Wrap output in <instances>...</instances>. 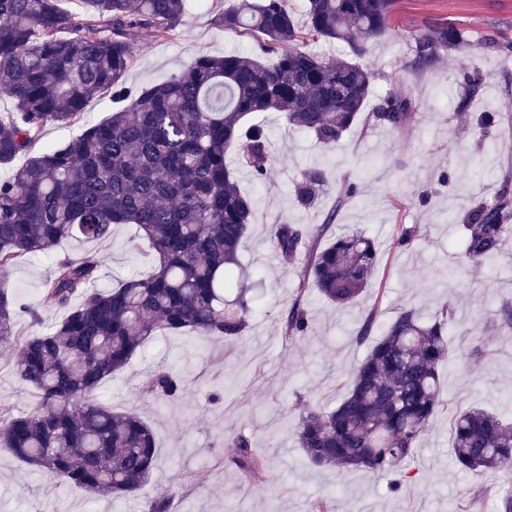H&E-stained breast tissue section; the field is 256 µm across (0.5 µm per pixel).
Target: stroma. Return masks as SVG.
I'll return each instance as SVG.
<instances>
[{
    "mask_svg": "<svg viewBox=\"0 0 512 512\" xmlns=\"http://www.w3.org/2000/svg\"><path fill=\"white\" fill-rule=\"evenodd\" d=\"M233 2L186 0L177 36L133 49L125 84L139 88L163 81L201 54L258 55L253 37L214 22ZM438 22L463 30L466 42L445 51L435 66L409 72L413 33ZM508 42L512 0H397L391 31L370 42L361 59L375 74L365 112L337 147H320L264 117L273 153L269 179L259 185L247 172L236 173L257 208L240 260L262 280L258 310L245 335L229 350L189 333L158 336L102 388L115 410L140 414L155 431L161 464L144 495L88 494L0 448V512H145L147 496L159 490L172 493L174 512H308L312 500L330 494L336 512H471L475 498L480 512H498L506 472L460 471L450 448L455 411L478 404L512 417V329L499 321L502 305L512 299V237L493 258L476 263L464 255L461 232L466 213L491 201L501 181L512 178V54L499 49ZM471 71L481 77L474 94L462 80ZM396 93L412 99V120L401 129L377 124L372 112ZM116 108L104 95L88 104L83 124H47L30 155L76 139L84 124L99 122ZM482 112L499 116L485 138L472 121ZM308 169L325 171L329 184L305 209L293 188ZM352 182L357 194L342 200ZM285 221L303 225L308 238L321 245L339 230L358 229L378 251L372 291L356 303L336 307L316 292L305 295L310 331L293 343L284 340L280 318L295 297L299 270L277 257L267 232L268 225ZM401 225L415 235L412 248L395 245ZM133 234L121 225L110 243L100 245L106 261L99 287L149 269L148 245L131 246ZM50 269L47 256L35 255L11 269L7 279L33 305ZM446 301L457 308L448 329L450 363L441 370L448 407L414 449L408 481L392 492L386 481L360 471L313 467L293 435L299 405L310 399L331 408L346 393L367 350L356 336L369 310H376L382 327L403 304L416 305L429 320ZM159 364L188 379L179 401L143 397L140 386ZM35 402L34 391L0 364V416L27 411ZM232 431L248 435L266 459L264 480L248 481L233 465L234 451L223 443Z\"/></svg>",
    "mask_w": 512,
    "mask_h": 512,
    "instance_id": "obj_1",
    "label": "stroma"
}]
</instances>
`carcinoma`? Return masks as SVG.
Segmentation results:
<instances>
[{
	"instance_id": "1",
	"label": "carcinoma",
	"mask_w": 512,
	"mask_h": 512,
	"mask_svg": "<svg viewBox=\"0 0 512 512\" xmlns=\"http://www.w3.org/2000/svg\"><path fill=\"white\" fill-rule=\"evenodd\" d=\"M87 2L92 10L79 15L64 8V0H0V88L12 102L8 118L0 117V167H10L0 179V360L39 395L33 410L0 418V446L78 489L125 498L150 480L158 461L155 435L138 415L112 409L100 396L104 381L161 331L189 329L231 345L248 326L253 296L239 249L256 212L228 152L236 168L266 183L269 137L254 116L268 113L336 147L364 111L374 73L306 46L336 41L360 54L366 42L389 31L396 0H307L303 27L288 0H239L217 23L259 34L272 63L237 52L200 55L134 94L123 81L132 48L148 36H176L185 0ZM413 41L411 68L420 70L460 46L464 33L440 24ZM106 93L126 105L78 138L12 166L46 124L76 123L88 103ZM412 111L409 97L391 94L372 118L399 129ZM326 183L322 170L304 174L295 186L298 202L311 205ZM121 224L136 226L148 240L155 260L148 276L97 288L105 257L89 251L55 260L38 307L17 305L4 280L11 268L53 253L67 239L109 242ZM462 230L469 259L495 256L512 234V182L502 181L493 202L472 210ZM268 232L279 258L300 266L296 299L282 318L285 340L308 332L302 300L309 289L344 306L371 287L378 254L364 233L339 234L320 247L306 242L299 224H270ZM39 307L63 315L43 332L21 327L18 312H28L37 325ZM454 318L448 303L430 323L404 305L374 337L376 314L366 317L357 340L368 352L345 396L330 410L308 400L296 419V441L312 466L363 470L399 489L404 461L445 406L440 369ZM186 386L159 365L143 392L175 400ZM227 445L245 477L262 475L265 462L246 434H230ZM452 453L464 471L512 465V422L479 407L456 412ZM171 500L160 491L147 512H171Z\"/></svg>"
}]
</instances>
